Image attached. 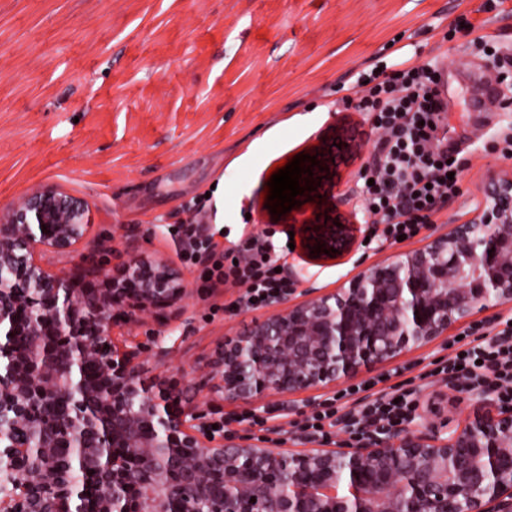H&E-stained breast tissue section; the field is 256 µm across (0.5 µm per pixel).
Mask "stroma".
I'll return each mask as SVG.
<instances>
[{
  "label": "stroma",
  "instance_id": "obj_1",
  "mask_svg": "<svg viewBox=\"0 0 512 512\" xmlns=\"http://www.w3.org/2000/svg\"><path fill=\"white\" fill-rule=\"evenodd\" d=\"M0 0V209L46 184L87 201L90 231L73 251L40 257L49 271L81 273L105 260L118 272L127 248L178 261L167 233L186 206L206 201L208 234L224 246L271 228L300 288L334 290L369 264L424 244L473 214L488 180L512 172L501 138L512 131V104L476 111L495 60L512 63V0ZM467 20L473 33L458 30ZM496 38L490 59L474 36ZM415 56H441L448 101V144L463 172L459 195L414 238L381 248L358 241L342 257L306 261L286 249L289 217L270 224L260 196L274 164L320 148L330 161L316 187L318 211L363 224L355 188L375 138L365 113L344 104L351 73ZM223 196L210 197L214 187ZM187 270L191 296L179 311L146 324L119 322L114 335L163 331L169 353L158 372L185 401L205 404L199 384L224 338L252 312L230 314L238 291L202 289ZM452 337L370 365L353 384L410 383L418 416L431 409L463 419L468 406L434 377Z\"/></svg>",
  "mask_w": 512,
  "mask_h": 512
}]
</instances>
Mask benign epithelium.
<instances>
[{
    "label": "benign epithelium",
    "mask_w": 512,
    "mask_h": 512,
    "mask_svg": "<svg viewBox=\"0 0 512 512\" xmlns=\"http://www.w3.org/2000/svg\"><path fill=\"white\" fill-rule=\"evenodd\" d=\"M88 204L54 185L0 212V512H512V406L488 394L448 429L423 418L390 437L286 448L216 433L207 409L146 373L164 336L113 339L116 315L139 323L189 296L169 260L134 249L52 273L43 251L70 252ZM308 250L350 251L355 224L320 225ZM512 305V173L492 177L474 215L425 245L373 264L334 292H291L219 347L205 371L217 401L254 404L326 389L370 364ZM25 336L23 342L18 335ZM92 363L97 372L87 376Z\"/></svg>",
    "instance_id": "1"
}]
</instances>
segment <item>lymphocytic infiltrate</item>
I'll return each mask as SVG.
<instances>
[{"instance_id":"1","label":"lymphocytic infiltrate","mask_w":512,"mask_h":512,"mask_svg":"<svg viewBox=\"0 0 512 512\" xmlns=\"http://www.w3.org/2000/svg\"><path fill=\"white\" fill-rule=\"evenodd\" d=\"M439 65L436 58L424 64L404 61L388 73L356 74L352 83L355 108L371 115L376 134L375 154L360 175L359 193L373 243L413 238L460 193L454 175L461 164L436 137L448 112ZM203 210L193 204L189 222L167 227L185 264L202 267L203 283L239 287L232 304L236 310L260 309L287 293L290 283L277 270L267 234L219 248L202 233ZM436 372L446 380L460 379L472 390L493 387L502 402L512 404V342L458 340L453 355ZM343 397L352 401V409L340 412L335 399H325L296 422V429L311 440L329 439L337 427L353 435L369 426L392 431L412 422L416 410L412 391H378L370 381L345 389Z\"/></svg>"}]
</instances>
